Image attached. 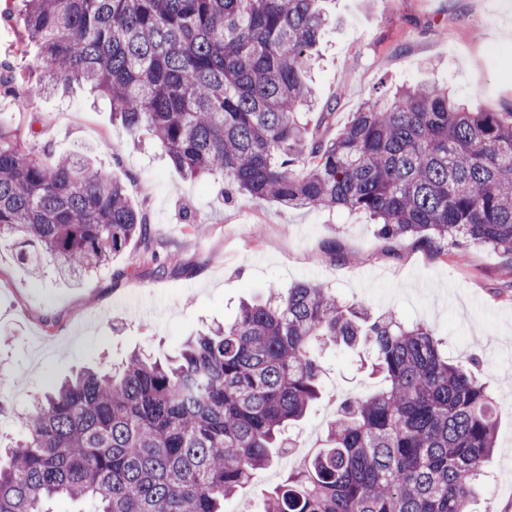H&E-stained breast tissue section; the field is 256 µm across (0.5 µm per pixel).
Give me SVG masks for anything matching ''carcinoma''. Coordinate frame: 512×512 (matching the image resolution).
Segmentation results:
<instances>
[{
	"label": "carcinoma",
	"instance_id": "cac0c4a2",
	"mask_svg": "<svg viewBox=\"0 0 512 512\" xmlns=\"http://www.w3.org/2000/svg\"><path fill=\"white\" fill-rule=\"evenodd\" d=\"M19 39L34 75L11 91L74 83L152 137L183 175L238 196L365 212L384 240L476 243L512 256V112L403 85L367 101L332 139L302 122L327 26L318 0H24ZM149 224L91 159L44 153L0 123V240L38 274L46 256L77 280ZM361 347L382 387L336 409L325 444L264 496L261 512H475L495 443L496 400L424 324L375 316L329 288L244 303L237 318L161 361L61 382L5 451L0 512H223L224 499L299 447L290 433L321 399V351Z\"/></svg>",
	"mask_w": 512,
	"mask_h": 512
}]
</instances>
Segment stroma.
I'll return each instance as SVG.
<instances>
[{
    "instance_id": "stroma-1",
    "label": "stroma",
    "mask_w": 512,
    "mask_h": 512,
    "mask_svg": "<svg viewBox=\"0 0 512 512\" xmlns=\"http://www.w3.org/2000/svg\"><path fill=\"white\" fill-rule=\"evenodd\" d=\"M334 21L313 72L316 125L334 137L371 97L404 84L449 85L495 112L512 110V0H319ZM0 119L53 156L93 154L152 228L148 240L72 281L33 274L0 244V440L22 439L33 403L83 369L110 370L134 351L174 356L185 339L235 319L245 300L311 281L376 314L433 326L454 360L479 359L499 403L481 512H512V260L415 237L389 242L363 214L288 208L241 197L224 182L185 178L150 140L133 145L109 102L74 86L56 97L0 93ZM165 269H158V262ZM324 395H364L379 380L363 351L322 354Z\"/></svg>"
}]
</instances>
